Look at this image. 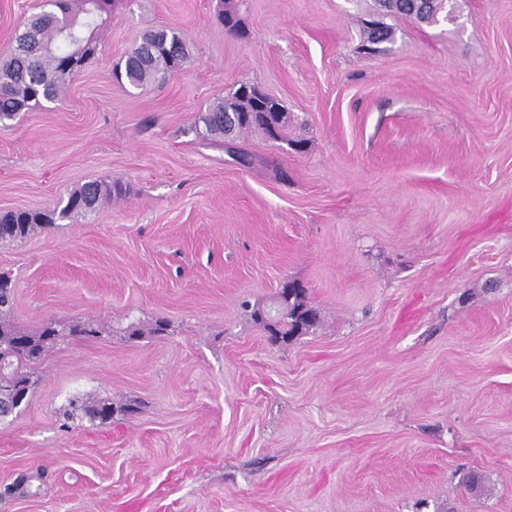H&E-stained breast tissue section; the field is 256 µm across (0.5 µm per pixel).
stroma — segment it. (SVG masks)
Listing matches in <instances>:
<instances>
[{
    "instance_id": "obj_1",
    "label": "stroma",
    "mask_w": 512,
    "mask_h": 512,
    "mask_svg": "<svg viewBox=\"0 0 512 512\" xmlns=\"http://www.w3.org/2000/svg\"><path fill=\"white\" fill-rule=\"evenodd\" d=\"M41 5L0 0V61ZM238 5L241 35L219 0H114L61 100L0 124V211L126 189L0 242L17 326L100 330L0 421V512H512V0L388 17L379 53L374 0ZM168 27L183 69L119 84ZM242 84L287 139L198 135ZM287 279L320 323L273 345L241 303ZM76 397L134 411L64 424ZM120 187L112 186L102 182H89L80 189L74 191L66 205L61 209L59 218L75 217L93 212L100 201L114 194H121Z\"/></svg>"
}]
</instances>
